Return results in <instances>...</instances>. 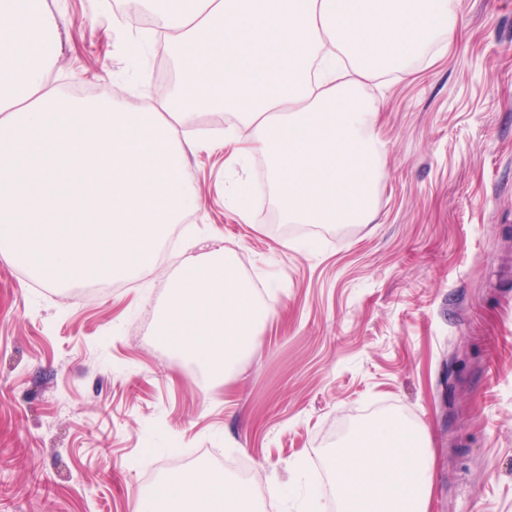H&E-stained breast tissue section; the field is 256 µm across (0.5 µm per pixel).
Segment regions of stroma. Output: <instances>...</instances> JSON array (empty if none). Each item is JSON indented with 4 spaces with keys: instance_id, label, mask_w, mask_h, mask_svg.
Listing matches in <instances>:
<instances>
[{
    "instance_id": "stroma-1",
    "label": "stroma",
    "mask_w": 512,
    "mask_h": 512,
    "mask_svg": "<svg viewBox=\"0 0 512 512\" xmlns=\"http://www.w3.org/2000/svg\"><path fill=\"white\" fill-rule=\"evenodd\" d=\"M60 17L62 94L115 86L136 107L178 67L115 0H47ZM459 36L430 68L369 87L388 144L378 217L280 220L223 140L196 124L190 209L156 275L48 285L0 256V512H139L161 460L231 474L245 461L259 512L324 503L328 454L385 415L426 431L430 512H512V0H462ZM270 313L229 377L210 379L174 343L144 334L171 283L215 248Z\"/></svg>"
}]
</instances>
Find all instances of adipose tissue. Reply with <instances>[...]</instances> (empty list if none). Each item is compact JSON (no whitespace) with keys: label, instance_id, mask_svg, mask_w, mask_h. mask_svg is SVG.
Returning a JSON list of instances; mask_svg holds the SVG:
<instances>
[{"label":"adipose tissue","instance_id":"obj_1","mask_svg":"<svg viewBox=\"0 0 512 512\" xmlns=\"http://www.w3.org/2000/svg\"><path fill=\"white\" fill-rule=\"evenodd\" d=\"M461 0H136L159 49L186 76L146 109L109 91L49 88L56 14L45 0H0V254L51 284L91 268L153 276L164 229L200 199L184 183L193 137L225 112L241 158L263 157L289 224H369L386 143L368 82L429 67L459 33ZM178 320L160 333L216 376L247 349L265 311L223 250L172 285ZM399 420L358 429L330 458L341 512H429L430 449ZM162 512H253L249 485L187 470L164 480Z\"/></svg>","mask_w":512,"mask_h":512}]
</instances>
